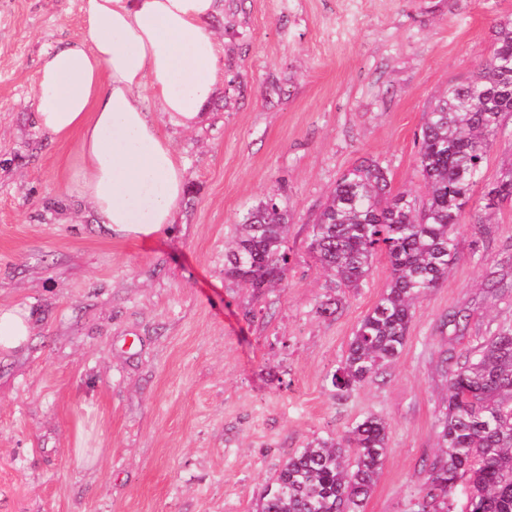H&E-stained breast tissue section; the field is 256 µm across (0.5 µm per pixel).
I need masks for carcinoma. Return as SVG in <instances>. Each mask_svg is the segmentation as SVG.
Listing matches in <instances>:
<instances>
[{
    "label": "carcinoma",
    "mask_w": 512,
    "mask_h": 512,
    "mask_svg": "<svg viewBox=\"0 0 512 512\" xmlns=\"http://www.w3.org/2000/svg\"><path fill=\"white\" fill-rule=\"evenodd\" d=\"M512 112V21L497 25L493 48L474 74L448 85L426 113L419 135L418 168L427 188L419 200L393 189L375 162L343 174L312 225L309 248L335 277L317 307L322 316L342 308V289L356 288L383 254L390 281L358 324L346 358L331 376L339 396L376 376L401 354L416 305L448 277L457 259L456 227L470 217L480 236L493 228L484 213L512 200V167L483 179L487 154ZM477 206L467 209L476 189ZM288 209L269 194L240 217L228 247L224 276L256 294L288 277ZM470 314H448L455 338ZM448 400L437 455L408 512H512V329L503 327L480 345L448 343L443 359ZM389 424L367 415L334 437L291 452L256 512H363L388 453ZM465 498L456 497L459 486Z\"/></svg>",
    "instance_id": "cac0c4a2"
}]
</instances>
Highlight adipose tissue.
Returning a JSON list of instances; mask_svg holds the SVG:
<instances>
[{"label": "adipose tissue", "mask_w": 512, "mask_h": 512, "mask_svg": "<svg viewBox=\"0 0 512 512\" xmlns=\"http://www.w3.org/2000/svg\"><path fill=\"white\" fill-rule=\"evenodd\" d=\"M82 10L83 34L43 58L34 119L50 138H75L77 192L97 223L148 239L173 223L185 191L158 119L196 127L218 86L208 27L218 0H83Z\"/></svg>", "instance_id": "obj_1"}]
</instances>
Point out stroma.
Returning a JSON list of instances; mask_svg holds the SVG:
<instances>
[{"label":"stroma","mask_w":512,"mask_h":512,"mask_svg":"<svg viewBox=\"0 0 512 512\" xmlns=\"http://www.w3.org/2000/svg\"><path fill=\"white\" fill-rule=\"evenodd\" d=\"M83 0H0V307L29 334L0 346V512H255L288 450L374 414L389 450L364 512H406L436 453L459 345L512 327V203L495 232H456L448 278L399 358L350 396L330 378L390 279L385 256L336 316L308 249L347 170L387 168L417 197L418 134L486 58L512 0H222L221 76L194 129L160 119L185 169L175 221L111 235L76 191L74 144L36 129L43 55L84 27ZM278 194L288 280L257 295L224 276L240 214Z\"/></svg>","instance_id":"stroma-1"}]
</instances>
